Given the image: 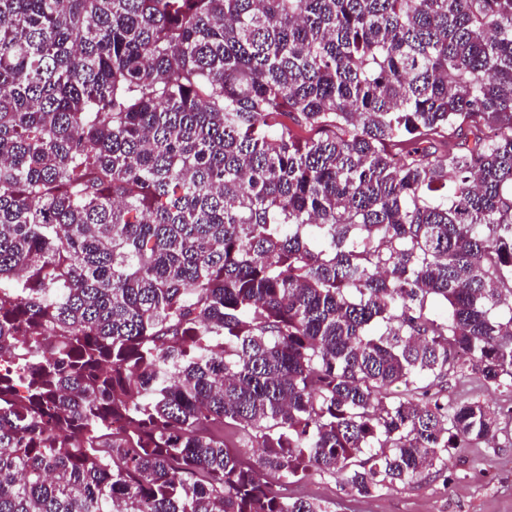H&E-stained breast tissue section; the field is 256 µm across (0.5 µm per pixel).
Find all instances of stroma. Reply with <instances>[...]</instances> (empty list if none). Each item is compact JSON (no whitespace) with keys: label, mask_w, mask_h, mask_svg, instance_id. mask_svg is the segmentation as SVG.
Returning a JSON list of instances; mask_svg holds the SVG:
<instances>
[{"label":"stroma","mask_w":512,"mask_h":512,"mask_svg":"<svg viewBox=\"0 0 512 512\" xmlns=\"http://www.w3.org/2000/svg\"><path fill=\"white\" fill-rule=\"evenodd\" d=\"M432 394L456 404L477 401L505 423L493 443L479 442L448 451L445 469L424 473L365 501L348 495L340 480L312 470L293 490L327 505L331 512H512V388L449 369Z\"/></svg>","instance_id":"1"}]
</instances>
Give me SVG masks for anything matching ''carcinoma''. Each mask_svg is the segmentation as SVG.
Here are the masks:
<instances>
[{
    "label": "carcinoma",
    "mask_w": 512,
    "mask_h": 512,
    "mask_svg": "<svg viewBox=\"0 0 512 512\" xmlns=\"http://www.w3.org/2000/svg\"><path fill=\"white\" fill-rule=\"evenodd\" d=\"M457 351L512 387V0H0V512L374 497L501 431Z\"/></svg>",
    "instance_id": "obj_1"
}]
</instances>
